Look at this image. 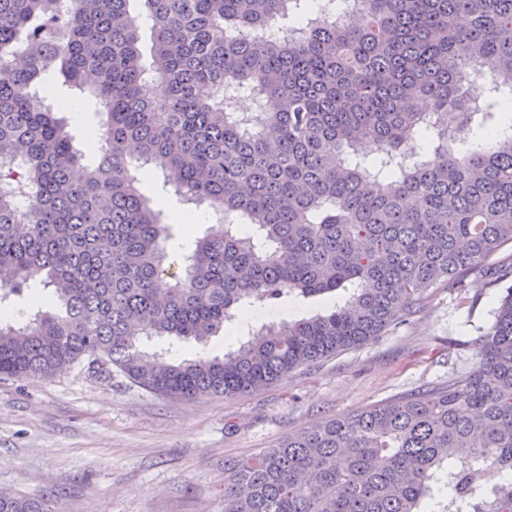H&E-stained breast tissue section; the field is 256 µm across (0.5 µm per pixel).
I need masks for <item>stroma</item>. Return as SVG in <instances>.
Listing matches in <instances>:
<instances>
[{
	"instance_id": "1",
	"label": "stroma",
	"mask_w": 512,
	"mask_h": 512,
	"mask_svg": "<svg viewBox=\"0 0 512 512\" xmlns=\"http://www.w3.org/2000/svg\"><path fill=\"white\" fill-rule=\"evenodd\" d=\"M194 210L167 243L183 260L213 224ZM468 290L429 289L409 321L362 347L298 368L234 396L187 401L147 391L120 372L76 365L44 377L0 380V490L44 498L51 512H223L224 463L286 436L398 395L433 389L474 357L501 288L480 275ZM336 296L289 297L239 309L207 343L145 341L147 351L214 358L252 329L331 309Z\"/></svg>"
}]
</instances>
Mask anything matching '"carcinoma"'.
<instances>
[{
  "mask_svg": "<svg viewBox=\"0 0 512 512\" xmlns=\"http://www.w3.org/2000/svg\"><path fill=\"white\" fill-rule=\"evenodd\" d=\"M0 0V302L34 277L54 311L0 320V379L115 368L158 395L232 397L366 345L442 283L512 264V0ZM307 18L288 38L282 17ZM491 96L470 105L467 70ZM59 73L107 113L96 161L31 94ZM253 111H237L242 94ZM223 214L173 270L131 168ZM351 291L222 358L157 361L143 337L201 343L240 306ZM448 384L376 404L224 463V512H512V286ZM505 475L490 486L487 471ZM448 488L442 498L440 489ZM0 512H49L0 498Z\"/></svg>",
  "mask_w": 512,
  "mask_h": 512,
  "instance_id": "cac0c4a2",
  "label": "carcinoma"
}]
</instances>
